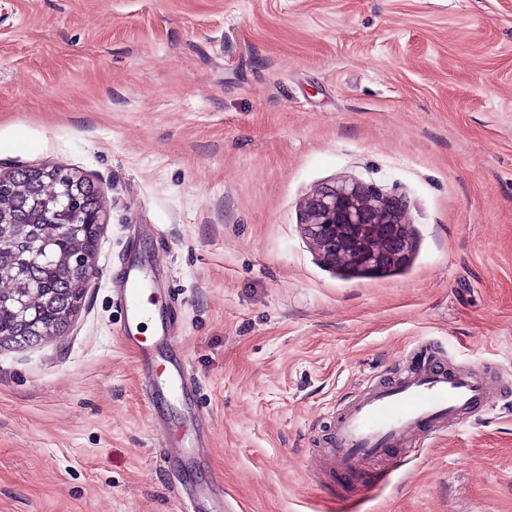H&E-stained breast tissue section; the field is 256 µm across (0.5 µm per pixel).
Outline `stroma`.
<instances>
[{
    "instance_id": "1",
    "label": "stroma",
    "mask_w": 512,
    "mask_h": 512,
    "mask_svg": "<svg viewBox=\"0 0 512 512\" xmlns=\"http://www.w3.org/2000/svg\"><path fill=\"white\" fill-rule=\"evenodd\" d=\"M61 166L103 205L61 334L0 348V512H512V0H0V173ZM403 196L408 261L322 263L303 203ZM192 393L151 396L113 286L130 246ZM434 340L493 406L400 468L314 483L361 379ZM202 427L164 454L158 415Z\"/></svg>"
}]
</instances>
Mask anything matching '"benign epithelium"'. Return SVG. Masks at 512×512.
I'll list each match as a JSON object with an SVG mask.
<instances>
[{"instance_id":"benign-epithelium-1","label":"benign epithelium","mask_w":512,"mask_h":512,"mask_svg":"<svg viewBox=\"0 0 512 512\" xmlns=\"http://www.w3.org/2000/svg\"><path fill=\"white\" fill-rule=\"evenodd\" d=\"M405 214L403 198L344 181L307 199L302 230L327 265L374 271L408 259L411 237Z\"/></svg>"}]
</instances>
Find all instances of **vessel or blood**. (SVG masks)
I'll return each instance as SVG.
<instances>
[{
  "instance_id": "b4317fda",
  "label": "vessel or blood",
  "mask_w": 512,
  "mask_h": 512,
  "mask_svg": "<svg viewBox=\"0 0 512 512\" xmlns=\"http://www.w3.org/2000/svg\"><path fill=\"white\" fill-rule=\"evenodd\" d=\"M148 276L142 265L127 266L119 284L130 332L127 340L138 348V363L150 373L163 358L169 337L146 343L134 330L153 319L157 305L146 293ZM492 390L479 368L448 367L443 354L430 341H417L409 363L399 377L386 382L368 378L355 398L333 421L324 452L309 466L318 481L345 477L394 451L415 452L449 425L464 423L475 410L490 406Z\"/></svg>"
}]
</instances>
